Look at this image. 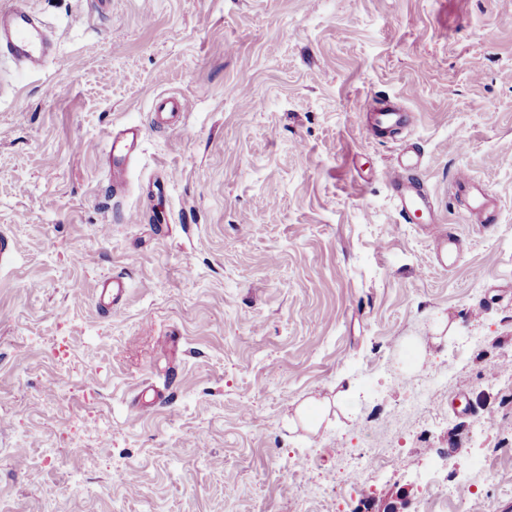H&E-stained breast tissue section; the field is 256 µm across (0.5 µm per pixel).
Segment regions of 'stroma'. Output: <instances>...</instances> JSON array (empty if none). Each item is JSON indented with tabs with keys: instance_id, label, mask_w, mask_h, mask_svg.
<instances>
[{
	"instance_id": "stroma-1",
	"label": "stroma",
	"mask_w": 512,
	"mask_h": 512,
	"mask_svg": "<svg viewBox=\"0 0 512 512\" xmlns=\"http://www.w3.org/2000/svg\"><path fill=\"white\" fill-rule=\"evenodd\" d=\"M29 3L58 51L0 56V507L423 512L431 476L512 512V0ZM412 143L448 267L382 178ZM460 173L492 228L450 200ZM110 274L128 296L102 315ZM364 110L373 112L377 131L382 135L399 133L408 124V114L404 109L389 104L377 96L367 101ZM140 143L141 131L135 126L126 128L119 135L112 136V131L108 133L106 149L111 160L108 174L114 188L124 182L128 161L138 151ZM453 188H463L467 196V209L479 218L480 224L490 228L497 223V216L493 211L486 188L473 178L466 175H459L455 178Z\"/></svg>"
}]
</instances>
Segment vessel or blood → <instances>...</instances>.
Here are the masks:
<instances>
[{
	"mask_svg": "<svg viewBox=\"0 0 512 512\" xmlns=\"http://www.w3.org/2000/svg\"><path fill=\"white\" fill-rule=\"evenodd\" d=\"M55 53V42L42 22L27 6V0H10L8 6L0 7V55L11 58L25 73L44 70ZM366 111L372 112L378 133L393 135L408 124L407 112L399 106L371 97ZM141 131L138 127L126 128L121 134L108 136L106 149L111 160L109 177L113 186H120L126 176L130 158L138 151ZM424 166L420 150L409 149L397 162L387 168L384 179L391 197L401 216L410 223L428 218V227L437 245V259L447 264L459 242L435 216V207L430 192L418 179L417 173ZM454 188L464 190L467 209L478 217L480 224L490 227L497 222L486 188L473 178L460 175L453 182ZM126 284L121 279L108 276L96 284L97 310L107 315L121 304Z\"/></svg>",
	"mask_w": 512,
	"mask_h": 512,
	"instance_id": "b4317fda",
	"label": "vessel or blood"
}]
</instances>
